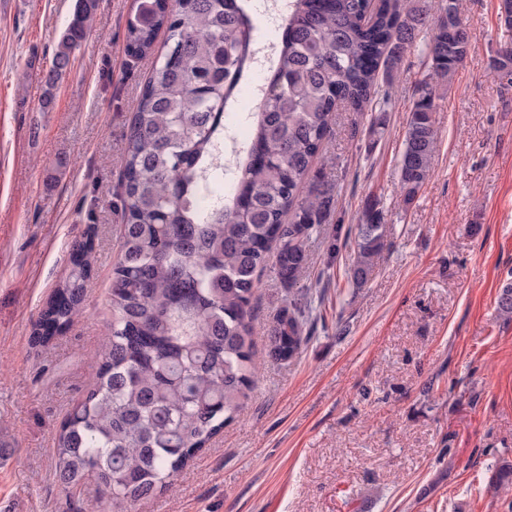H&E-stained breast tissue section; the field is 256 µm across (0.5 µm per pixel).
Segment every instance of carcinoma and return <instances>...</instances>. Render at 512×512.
<instances>
[{
	"instance_id": "carcinoma-1",
	"label": "carcinoma",
	"mask_w": 512,
	"mask_h": 512,
	"mask_svg": "<svg viewBox=\"0 0 512 512\" xmlns=\"http://www.w3.org/2000/svg\"><path fill=\"white\" fill-rule=\"evenodd\" d=\"M97 0H76L49 68L42 108L70 70ZM429 27L430 70L418 83L398 161L404 205L427 182L439 132L436 86L471 50L439 17L429 22L403 0H290L276 70L251 116L254 134L229 159L235 185L203 207L202 180L222 181L224 101L252 59L254 26L240 0H141L128 22L133 60L166 49L133 113L117 193L120 258L98 381L62 421L56 475L67 489L93 473L116 509L172 485L175 476L243 409L256 379V338L289 362L306 341L311 293L296 292L307 245L332 217V188L313 171L333 135L336 112L376 109L381 67ZM382 211L366 198L347 278L362 286L383 246ZM93 243L73 246L70 269L33 322L34 347L49 344L85 309ZM270 270L288 305L264 329L253 317L259 273Z\"/></svg>"
}]
</instances>
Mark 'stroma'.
Instances as JSON below:
<instances>
[{
    "mask_svg": "<svg viewBox=\"0 0 512 512\" xmlns=\"http://www.w3.org/2000/svg\"><path fill=\"white\" fill-rule=\"evenodd\" d=\"M75 0L0 5V512H87L94 478L63 489L54 442L66 413L93 387L111 318L119 257L120 159L135 100L152 68L125 53L135 0H98L71 69L42 110L50 66ZM254 55L224 108L226 143L245 145L239 117L256 111L276 63L266 0H242ZM472 50L434 114L432 172L410 206L400 202L398 159L416 85L428 73L421 30L391 73L386 125L342 108L323 162L336 218L354 227L371 197L384 213V246L361 287L309 245L303 278L317 312L299 355L261 356L241 415L135 512H512L496 488L512 462V318L498 312L512 282V46L500 0H459ZM92 239L85 312L45 348L31 325L69 271L75 242ZM288 303L273 272L259 274L253 306L270 325Z\"/></svg>",
    "mask_w": 512,
    "mask_h": 512,
    "instance_id": "35a3bbf8",
    "label": "stroma"
}]
</instances>
